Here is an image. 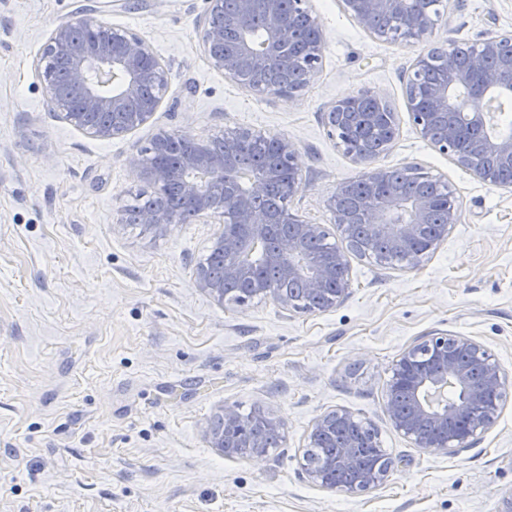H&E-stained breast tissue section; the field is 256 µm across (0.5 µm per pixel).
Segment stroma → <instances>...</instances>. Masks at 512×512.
<instances>
[{
  "instance_id": "stroma-1",
  "label": "stroma",
  "mask_w": 512,
  "mask_h": 512,
  "mask_svg": "<svg viewBox=\"0 0 512 512\" xmlns=\"http://www.w3.org/2000/svg\"><path fill=\"white\" fill-rule=\"evenodd\" d=\"M437 39L512 35V0H445ZM206 0H0V512H499L512 490V188L476 180L422 138L405 84L427 50L376 38L342 0H309L325 49L294 98L259 95L201 47ZM92 18L142 36L169 68L153 118L112 140L44 104L35 62L50 31ZM371 91L397 136L374 161L419 165L454 191L460 219L418 264L350 258L338 307L217 303L196 288L217 224L159 232L118 218L153 187L159 129L201 140L250 128L294 141L291 211L341 243L326 201L361 169L327 135L336 98ZM436 332L484 344L508 376L496 422L450 455L413 447L384 413L399 354ZM282 420L279 447L224 455L220 410ZM345 408L378 428L395 466L380 487L334 493L301 475L313 421Z\"/></svg>"
}]
</instances>
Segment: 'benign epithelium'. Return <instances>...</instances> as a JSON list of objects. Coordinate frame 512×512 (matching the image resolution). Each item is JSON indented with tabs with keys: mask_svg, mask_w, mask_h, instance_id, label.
Here are the masks:
<instances>
[{
	"mask_svg": "<svg viewBox=\"0 0 512 512\" xmlns=\"http://www.w3.org/2000/svg\"><path fill=\"white\" fill-rule=\"evenodd\" d=\"M287 3L317 30L315 49L301 63L297 62L285 32ZM207 4L206 18L222 16L224 26L204 23L203 52L213 68L244 87L259 94L282 97L284 93L277 87L255 83L250 76L281 63L290 69L302 68L301 84L307 85L319 72L324 43L307 0H233L229 8L225 7L224 0H207ZM343 5L361 28L376 37L390 39L386 30L374 25L376 19L397 17L402 23V34L397 37L399 43L435 42L438 18L422 8L420 0H343ZM258 9L262 23L261 37L257 39L250 19ZM445 53L444 76L431 88L425 108L418 103L416 88L421 74L431 67L432 58L427 52L415 58L406 81L409 116L425 140L476 179L512 188V182L502 181L495 170L482 163L485 156H496L512 163L511 134L499 137L485 133L465 150L457 149L460 127L486 128L484 103L490 93L512 95V39L488 36L464 61L450 48L445 49ZM37 69L48 110L99 140L121 137L150 121L160 107L169 75L167 65L142 37L110 24L102 25L97 36L81 47L74 43L73 24L55 27L45 42ZM147 84L155 87V99L147 103L142 112L127 111L129 103L139 97ZM369 95L370 91L359 90L330 104L326 124L330 138L345 142L348 124L360 116L357 112L359 99ZM450 112L456 116V123L448 125L442 134H435L434 122ZM180 137L182 134L177 131L161 130L154 136L148 153L162 156L170 142ZM263 138L265 135L261 132L241 129L224 137L221 152H212L206 141L193 138L191 142L196 148L186 150L174 168L149 159H134L131 165L158 190L177 185L182 194L196 204L197 219L206 222L213 219L220 224L212 250L223 261L224 278L215 277L205 265L197 268L195 277L196 287L218 303L227 299L224 281L246 280L254 288L255 296L270 298L286 310H311L282 289L257 280L252 263L238 261L254 250L270 225L287 224L289 231L264 252V263L276 267L282 279L300 281L309 294L319 297L321 305L317 310L335 308L350 294L346 253L336 248L315 258L305 252V243L327 236V230L288 209V199L298 191L299 180L288 182L286 200L278 212H267L253 203L259 190L279 182L282 166L299 173L296 144L286 137L273 138L277 167L253 172L247 185L232 177L236 169L235 155L241 146ZM350 191L351 182H344L328 199L337 229L349 243L354 239L353 214L343 207L342 200ZM434 207L432 198L419 193H389L368 215L364 233L387 244L382 260L414 265L447 238L448 226L457 223V209L452 205L426 248L419 249L418 243ZM177 222V214L157 210L145 211L139 218V223L159 231ZM506 384V373L483 344L469 336L435 333L416 340L395 360L388 382L385 413L392 427L413 447L455 454L472 447L496 421L506 397ZM255 425L275 433L283 429L282 421L269 413L259 410L243 417L234 406L227 405L209 431L210 443L230 455L234 450L229 448V441L237 439L246 443L251 455L261 457L265 453L262 445L249 441V431ZM338 427L367 431L378 438L372 425L363 423L345 408H337L313 422L307 447H318V443ZM355 447L357 444L352 441L322 463L304 465L308 481L324 490L350 495H359L384 484L394 465L386 456L356 483L336 482V471L356 464Z\"/></svg>",
	"mask_w": 512,
	"mask_h": 512,
	"instance_id": "benign-epithelium-1",
	"label": "benign epithelium"
}]
</instances>
